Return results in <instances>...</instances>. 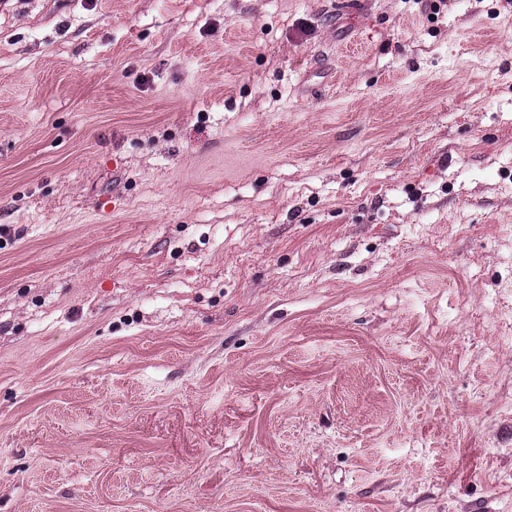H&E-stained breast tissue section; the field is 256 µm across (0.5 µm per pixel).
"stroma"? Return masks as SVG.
I'll list each match as a JSON object with an SVG mask.
<instances>
[{
  "instance_id": "obj_1",
  "label": "stroma",
  "mask_w": 512,
  "mask_h": 512,
  "mask_svg": "<svg viewBox=\"0 0 512 512\" xmlns=\"http://www.w3.org/2000/svg\"><path fill=\"white\" fill-rule=\"evenodd\" d=\"M0 512H512V0H8Z\"/></svg>"
}]
</instances>
